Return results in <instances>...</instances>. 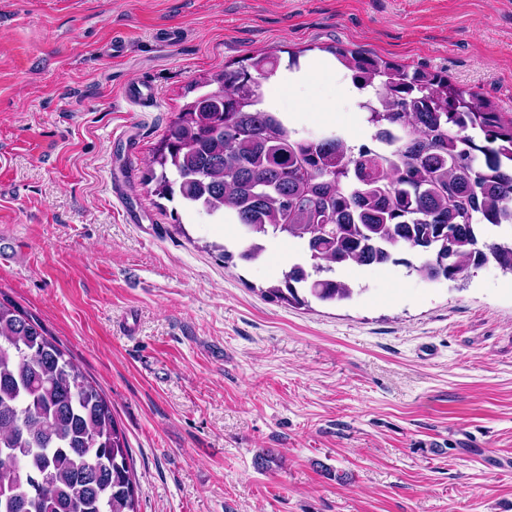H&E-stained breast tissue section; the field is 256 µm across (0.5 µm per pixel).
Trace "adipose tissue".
I'll return each mask as SVG.
<instances>
[{
  "label": "adipose tissue",
  "instance_id": "adipose-tissue-1",
  "mask_svg": "<svg viewBox=\"0 0 512 512\" xmlns=\"http://www.w3.org/2000/svg\"><path fill=\"white\" fill-rule=\"evenodd\" d=\"M327 82L337 86L343 102L360 96L350 72L331 58L309 61L293 71L279 70L262 81L260 93L265 108H285L289 121H297L307 112L318 113L322 120L329 121L336 116V104L317 96L318 86Z\"/></svg>",
  "mask_w": 512,
  "mask_h": 512
}]
</instances>
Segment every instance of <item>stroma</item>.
Returning <instances> with one entry per match:
<instances>
[{"label": "stroma", "instance_id": "stroma-1", "mask_svg": "<svg viewBox=\"0 0 512 512\" xmlns=\"http://www.w3.org/2000/svg\"><path fill=\"white\" fill-rule=\"evenodd\" d=\"M332 47L512 118V0H0V294L111 401L140 512H512L511 275L343 269L352 299L288 305L300 243L243 262L143 181L201 83Z\"/></svg>", "mask_w": 512, "mask_h": 512}]
</instances>
